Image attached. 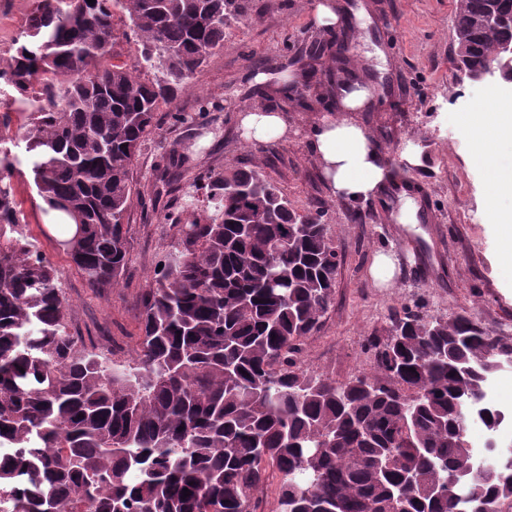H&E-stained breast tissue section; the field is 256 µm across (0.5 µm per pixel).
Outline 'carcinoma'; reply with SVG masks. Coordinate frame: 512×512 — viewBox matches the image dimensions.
Instances as JSON below:
<instances>
[{"label": "carcinoma", "instance_id": "obj_1", "mask_svg": "<svg viewBox=\"0 0 512 512\" xmlns=\"http://www.w3.org/2000/svg\"><path fill=\"white\" fill-rule=\"evenodd\" d=\"M250 2L36 0L0 66V83L39 89L24 132L33 182L58 224L81 226L84 247L55 242L93 291L126 280L133 170L160 105L224 50ZM511 3L457 0L453 38L470 68L494 55L504 31L491 15ZM120 21L141 46L135 69L112 62ZM11 168L1 153L0 448L17 452L0 456V512H255L272 469L275 512H393L396 497L406 512H462L430 490L473 461L459 394H485L503 354L476 318L392 314L399 346L367 347L383 391L363 375L308 371L304 341L335 300L330 225L253 167L195 173L174 148L156 180L184 184L181 214L140 289L134 353L114 360L70 332L69 299L20 223ZM467 493L504 502L512 477H474Z\"/></svg>", "mask_w": 512, "mask_h": 512}]
</instances>
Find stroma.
<instances>
[{"instance_id": "stroma-1", "label": "stroma", "mask_w": 512, "mask_h": 512, "mask_svg": "<svg viewBox=\"0 0 512 512\" xmlns=\"http://www.w3.org/2000/svg\"><path fill=\"white\" fill-rule=\"evenodd\" d=\"M347 2L371 7L370 19L348 18L358 32L348 41V55L360 60L379 88L372 110L352 118L366 128L382 158H417L407 177L430 208L432 223H397L398 200L387 207L375 198L354 202L330 194L309 139L312 127L334 111L330 100L317 98L323 84L336 77L331 55L321 57L315 75L299 82L296 102L285 106L287 137L269 143L243 137L240 115L260 103L252 95L255 75L292 65L316 41L329 39V31L313 22L317 0H253L249 19L227 30L223 52L172 104L161 107V134L142 147L133 173L140 199L129 214L128 284L109 294L92 292L57 249L48 230L57 218L43 210L32 181L34 155L16 131L37 103L34 96L0 85V113H11L15 125L0 136V150L13 162L11 183L21 221L58 272L71 303L74 334L112 346L116 358L131 356L136 299L169 242L167 218L180 205L175 187L156 189V169L170 149L189 143L198 171L255 167L299 211H325L340 270L334 305L303 346L301 359L310 371L339 380L369 372L367 340L386 336L389 313L405 305L444 318L471 313L512 342V280L497 262L501 241L484 203L486 172L456 122L474 110L487 86L455 76V0ZM31 8L32 0H0L1 60L14 53ZM176 113L185 114V123L173 121ZM380 254L394 263L384 286L370 272Z\"/></svg>"}]
</instances>
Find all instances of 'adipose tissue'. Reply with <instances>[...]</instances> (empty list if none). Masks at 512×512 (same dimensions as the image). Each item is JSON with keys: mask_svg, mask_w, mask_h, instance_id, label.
<instances>
[{"mask_svg": "<svg viewBox=\"0 0 512 512\" xmlns=\"http://www.w3.org/2000/svg\"><path fill=\"white\" fill-rule=\"evenodd\" d=\"M240 124L249 141H275L288 133L283 114L269 109L245 111ZM463 131L488 175L487 207L497 212L503 198L512 199V98L488 91L478 109L469 113ZM310 149L335 198L365 200L380 194L392 179L368 132L358 124L324 118L312 129Z\"/></svg>", "mask_w": 512, "mask_h": 512, "instance_id": "1", "label": "adipose tissue"}]
</instances>
